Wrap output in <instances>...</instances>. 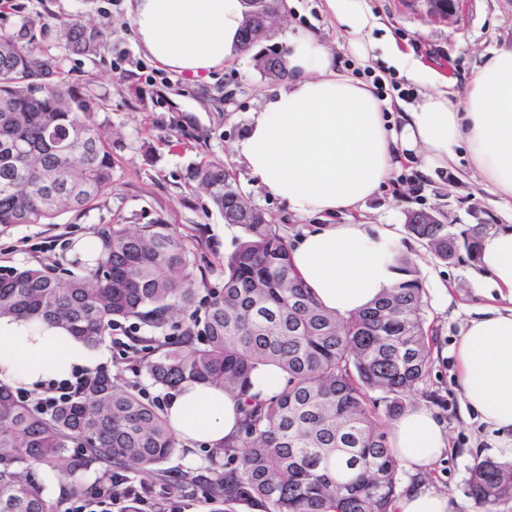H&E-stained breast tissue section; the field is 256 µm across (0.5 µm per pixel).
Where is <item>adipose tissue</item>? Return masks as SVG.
<instances>
[{
  "label": "adipose tissue",
  "instance_id": "obj_1",
  "mask_svg": "<svg viewBox=\"0 0 512 512\" xmlns=\"http://www.w3.org/2000/svg\"><path fill=\"white\" fill-rule=\"evenodd\" d=\"M345 25L359 60L382 51L421 90L415 103L387 118L392 105L371 86L336 72L331 51L313 35L288 39V81L252 113L236 150L250 175L294 214L321 216L289 250L292 268L321 305L345 315L363 308L403 277L396 264L400 237L385 225L352 219L379 193L403 159L422 171L447 167L466 148L472 167L495 197L512 208V48L495 50L464 87L426 68L394 41L379 42L380 22L367 0H324ZM135 36L160 67L200 79L243 56L240 0H130ZM345 213L343 224L330 216ZM479 267L497 291L496 303L468 320L454 348L464 409L492 430L512 432V227L481 241ZM97 358L63 329L45 322L0 318V383L40 388L92 368ZM169 424L185 444L219 447L238 438L242 405L234 394L183 385L168 401ZM390 448L413 473L428 470L448 450V435L424 407L391 425ZM395 512H452L446 495L414 484Z\"/></svg>",
  "mask_w": 512,
  "mask_h": 512
}]
</instances>
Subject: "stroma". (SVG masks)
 Returning a JSON list of instances; mask_svg holds the SVG:
<instances>
[{
  "mask_svg": "<svg viewBox=\"0 0 512 512\" xmlns=\"http://www.w3.org/2000/svg\"><path fill=\"white\" fill-rule=\"evenodd\" d=\"M379 16L374 38L393 39L405 52L465 85L486 53L512 47V0H464L449 17L431 15L424 0H368ZM35 18L44 22L41 44L62 58L70 80L98 110L92 119L112 150V187L82 212H60L50 224H19L0 233V268L29 264H61L77 241L93 239L108 224L130 229L161 222L171 225L197 260L199 298L224 282V257L240 230L225 224L208 197L197 192L187 170L206 161H220L234 175L243 198L287 225L289 238L313 228L318 220L293 214L287 204L257 187L235 146L264 97L284 85L267 75L257 60L269 50L286 52L287 35L312 33L328 47L339 72L364 82H380L384 99L412 102L417 87L383 60L360 64L345 27L322 9V0H283L271 35L251 50L247 61L225 62L206 79L158 67L137 41L127 0H8L0 7V28L17 30ZM79 19L100 30L103 41L94 56L68 52L58 39L59 22ZM442 211L463 229L472 224H511L512 211L492 202L491 194L469 166L457 165L422 174L417 163L404 161L385 190L366 201L364 220L389 224L400 234L406 254L419 257L417 268L428 298L426 314L432 338L430 374L405 403L432 410L448 431L447 454L426 473L427 486L451 499L454 512H481L470 491L474 466L501 459L505 437L490 430L476 414H463L455 376L453 349L463 325L488 302L489 283L477 264L436 260L424 241L407 234L408 213ZM453 302L442 306L441 291ZM134 327L120 322L98 347L101 368L149 402H161L163 390L140 371L130 349ZM208 446L197 443L177 452L150 474L128 473L142 512H216L200 487L181 483L182 474L211 476ZM46 495L56 512H107L105 494L72 495L68 479L56 472L44 476Z\"/></svg>",
  "mask_w": 512,
  "mask_h": 512,
  "instance_id": "35a3bbf8",
  "label": "stroma"
}]
</instances>
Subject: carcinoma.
Instances as JSON below:
<instances>
[{
  "label": "carcinoma",
  "mask_w": 512,
  "mask_h": 512,
  "mask_svg": "<svg viewBox=\"0 0 512 512\" xmlns=\"http://www.w3.org/2000/svg\"><path fill=\"white\" fill-rule=\"evenodd\" d=\"M27 20L0 32V228L43 224L63 209L83 211L112 187V152L91 121L92 102L69 83L60 60L38 45ZM60 38L78 55H94L100 32L63 23ZM189 179L224 223L241 229L224 257V286L197 304L196 258L160 222L131 231H98L90 256L62 277L50 265L0 273V317L58 325L88 347L119 321L134 320L148 356L141 370L166 396L204 384L243 399L244 448L212 451L235 466L216 473L208 494L224 512H391L399 463L368 407L381 392L386 413L428 375L427 301L412 260L405 277L368 307L346 317L325 310L294 275L286 225L262 210L243 209L235 179L220 162L193 167ZM406 230L433 257L453 263L459 250L479 259L491 230L474 224H417ZM193 311L189 323L180 319ZM274 366L282 388L251 392V377ZM179 441L166 413L114 381L91 379L49 407L28 404L0 385V512H54L42 473L50 469L85 490L83 476L106 465L148 474L170 459ZM470 491L484 512L512 500V462L484 459Z\"/></svg>",
  "instance_id": "obj_1"
}]
</instances>
